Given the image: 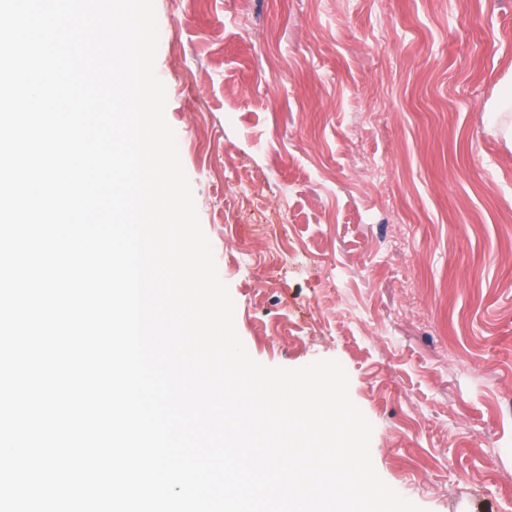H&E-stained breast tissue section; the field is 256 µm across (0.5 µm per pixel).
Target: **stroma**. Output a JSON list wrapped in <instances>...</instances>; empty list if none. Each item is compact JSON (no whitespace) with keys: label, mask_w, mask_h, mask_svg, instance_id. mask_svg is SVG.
Wrapping results in <instances>:
<instances>
[{"label":"stroma","mask_w":512,"mask_h":512,"mask_svg":"<svg viewBox=\"0 0 512 512\" xmlns=\"http://www.w3.org/2000/svg\"><path fill=\"white\" fill-rule=\"evenodd\" d=\"M155 72L248 353L338 360L380 477L512 512V0H154Z\"/></svg>","instance_id":"35a3bbf8"}]
</instances>
